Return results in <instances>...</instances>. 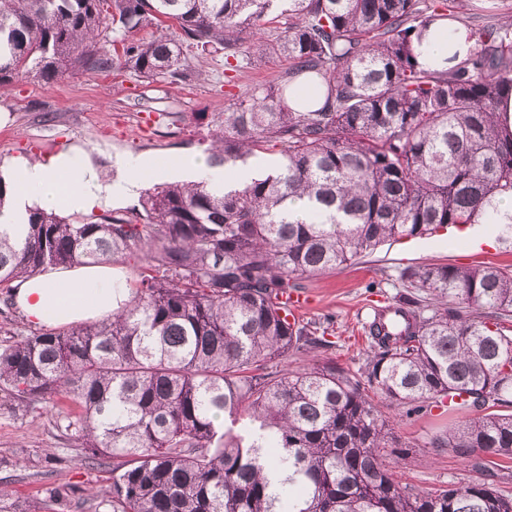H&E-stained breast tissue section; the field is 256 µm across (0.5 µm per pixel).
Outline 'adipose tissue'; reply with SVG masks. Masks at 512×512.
Wrapping results in <instances>:
<instances>
[{"label": "adipose tissue", "instance_id": "obj_1", "mask_svg": "<svg viewBox=\"0 0 512 512\" xmlns=\"http://www.w3.org/2000/svg\"><path fill=\"white\" fill-rule=\"evenodd\" d=\"M417 61L424 67L455 65L473 52L465 32L448 35L432 27L413 44ZM117 177H101L91 157L83 151L68 150L41 161L14 159L9 177L11 202L0 209V229L10 240L23 243L30 210L42 208L68 214H86L135 198L145 178L163 180L185 177L206 182L217 194L241 187L253 178L247 168L226 175L223 167L206 158L166 160L128 152L116 161ZM129 279L111 265H85L71 269L49 268L16 281L14 294L25 319L36 326H51L96 320L111 315L127 300Z\"/></svg>", "mask_w": 512, "mask_h": 512}]
</instances>
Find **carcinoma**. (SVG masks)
I'll use <instances>...</instances> for the list:
<instances>
[{
    "mask_svg": "<svg viewBox=\"0 0 512 512\" xmlns=\"http://www.w3.org/2000/svg\"><path fill=\"white\" fill-rule=\"evenodd\" d=\"M461 0H0V89L109 71L107 25L140 77L190 79L188 52L224 50V70L281 54L289 67L224 110L215 165L279 154L277 172L213 194L203 181L157 187L142 223L72 219L38 208L21 246L0 232V286L48 266L138 264L125 303L58 331L22 325L0 299V408L52 424L106 483L51 480L0 512H512L500 459L512 414L486 413L436 439L476 477L435 493L398 481L401 456L375 403L422 411L512 406V273L426 264L405 274L429 296L378 310L355 372L282 369L326 345L288 321L283 298L387 242L488 224L512 245V23L477 24ZM288 18L266 37L265 18ZM177 22L148 40L130 34ZM437 22L478 46L448 68L420 66L413 43ZM301 84L318 96L304 98ZM303 202V209L294 202Z\"/></svg>",
    "mask_w": 512,
    "mask_h": 512,
    "instance_id": "cac0c4a2",
    "label": "carcinoma"
}]
</instances>
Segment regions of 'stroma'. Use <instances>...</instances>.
I'll return each mask as SVG.
<instances>
[{
	"label": "stroma",
	"instance_id": "35a3bbf8",
	"mask_svg": "<svg viewBox=\"0 0 512 512\" xmlns=\"http://www.w3.org/2000/svg\"><path fill=\"white\" fill-rule=\"evenodd\" d=\"M288 66L281 56L257 57L229 82L224 54L217 51L192 55L191 78L178 84L141 78L118 64L108 72L79 70L51 83L19 79L0 91V164L19 155L42 160L83 148L107 174L112 159L127 152L169 159L203 154L225 108ZM431 263L512 270V249L495 240L474 245L452 228L382 245L353 265L303 279L306 306L299 318L327 326L331 345L289 355L285 366L333 361L357 370L366 357L365 324L374 308L391 305L406 293L400 278L404 269ZM385 415L396 444L408 450L404 457L387 458L397 479L429 493L472 479L466 462L433 444L452 424L471 419V412L449 411L442 402L411 415L389 408ZM50 448L63 459L53 473L56 482L80 485L93 479V472L50 427L0 410V487L14 499L33 495Z\"/></svg>",
	"mask_w": 512,
	"mask_h": 512
}]
</instances>
